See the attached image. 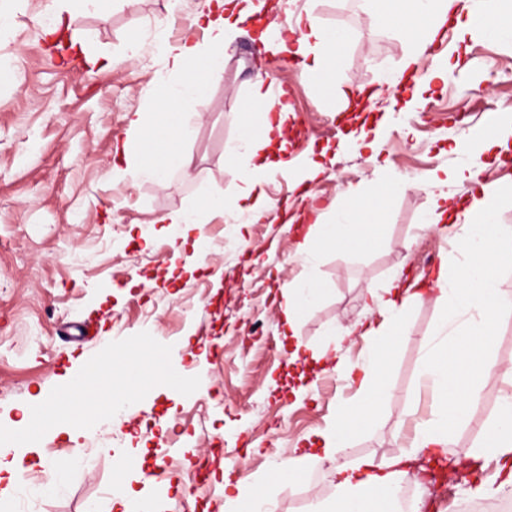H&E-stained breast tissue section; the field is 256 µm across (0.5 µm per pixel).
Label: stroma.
I'll return each instance as SVG.
<instances>
[{
  "mask_svg": "<svg viewBox=\"0 0 512 512\" xmlns=\"http://www.w3.org/2000/svg\"><path fill=\"white\" fill-rule=\"evenodd\" d=\"M52 0H0L13 14L0 30V461L23 455L20 471L0 472V512H107L118 461L146 451L144 475L128 474L134 490L158 496L157 512H224L222 464L265 476L277 457L297 447L312 450L339 403L358 399L356 385L324 363L292 362L296 343L315 353L339 327L381 323L363 298L397 273L426 287L455 250L443 235L421 229L432 195L464 202L474 184L430 182L456 168L457 140L485 126L493 114L512 112V45L477 38L443 41L421 57L450 56L447 81H433L422 105L409 112L412 88L390 96L384 75L408 50L399 31L380 25L364 0H296L326 29L342 34L335 81L293 65L286 52L254 54L252 46L272 15L247 22L224 52V66L207 77V91L185 110L194 138L171 145L190 155L189 172L173 171L159 186L133 172L112 176L106 166L127 134L128 113L153 108L165 77L161 41L203 40L193 19L206 0H118L112 11L64 16L56 37L41 33ZM90 34L91 52L72 38ZM140 52L127 59L126 46ZM111 61L109 72L89 76L92 54ZM287 84L294 95L284 148L266 150L285 161L265 185L276 206L253 224L245 210L212 216L188 232L170 261V227L159 215L204 203L213 192L236 200L241 169L226 159L248 122L244 110L257 71ZM376 92L356 112L336 102L358 87ZM378 133L376 149L348 144L350 132ZM321 171L308 187L295 178ZM409 186L383 202L376 245L366 251L298 252L310 224L343 204L349 193L370 196L391 175ZM206 239L208 250L194 243ZM307 276L322 290L305 309L296 337L282 322L283 284ZM439 312L433 297L410 311L396 346L378 414L354 437L349 457L376 460L408 452L414 417H429L435 403L421 385L425 347ZM153 337L160 359L149 396L117 415H103L88 432L51 430L18 451L5 436L18 431L22 410L64 397L111 352H126ZM491 359L496 372L466 410L447 456L466 462L504 396L512 395V311L494 322ZM189 377L190 393L170 378ZM68 468H60V461ZM176 472L165 490L145 481L158 467ZM329 462L284 480L278 512H309L331 493Z\"/></svg>",
  "mask_w": 512,
  "mask_h": 512,
  "instance_id": "35a3bbf8",
  "label": "stroma"
}]
</instances>
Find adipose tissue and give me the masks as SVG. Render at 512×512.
Returning <instances> with one entry per match:
<instances>
[{
	"instance_id": "ef3b65f1",
	"label": "adipose tissue",
	"mask_w": 512,
	"mask_h": 512,
	"mask_svg": "<svg viewBox=\"0 0 512 512\" xmlns=\"http://www.w3.org/2000/svg\"><path fill=\"white\" fill-rule=\"evenodd\" d=\"M215 6L199 14L194 23L205 34L204 42L186 38L176 44H162L161 49L168 81L154 91L157 107L166 109L164 123H157L149 113L136 111L128 117L127 137L122 145L121 160L113 161L112 175H120L126 164H134L139 176L156 183H165L173 170L188 171L186 156L168 152L142 160L143 143L158 138L182 143L193 134L191 125L181 118L184 105L202 95L204 81L196 78L198 66L214 73L223 65L224 46L258 7L254 0H214ZM370 13L387 27L403 31L409 48L396 74L386 80L388 89H396L405 78L416 77L413 101L435 80H447L454 66L447 55L435 56L426 75H417L421 54L433 44L446 23H454L461 34L485 40L512 43V0H475L462 6L461 0H366ZM292 40L281 36L277 24H268L261 36L265 48L291 51L307 59L309 70L321 77H330L336 67L338 36L322 27L312 15H298L291 29ZM287 112L278 118L261 114L255 130L244 138L242 149L231 150L229 162L247 158L243 169L241 196L249 200L252 222L268 217L274 206L261 189L274 165L259 160L258 155L281 136ZM512 196L511 183L481 186L463 209H455L446 194L432 196L422 222L427 229H438L446 219L461 214L465 219L457 249L460 261L453 269H440L436 286V304L440 309L439 324L431 341L422 370L423 381L436 394L431 416L416 422L411 446L416 451L437 453L446 449L467 404L474 401L483 380L494 369L487 358L492 339L491 325L499 312L512 309V298H505L498 286V272L512 263V231L504 232L492 218L498 203ZM227 201L223 195L210 194L204 205L191 206L159 216L162 224L171 225L170 245H177L187 227L203 223L210 213L223 212ZM379 211L377 197L350 196L336 211L329 224H316L300 246L309 257L333 249L367 250L377 242V223L372 220ZM423 298L421 292L403 285L401 277H393L384 292L368 289L364 297L366 311L380 310L387 315L385 324L367 328L374 344L354 363H342L337 355L351 328L337 331L331 348L321 356L335 360V371L342 378L356 383L358 404H342L336 411L335 423L321 435V453L289 449L280 462L273 479L258 486L250 478L225 482L226 512H267L277 479L302 473L307 463L323 456L333 465V493L328 501L316 505L313 512H398V495L402 486L414 475L411 455H400L382 462L370 457L348 459L346 451L363 414L373 411L387 388L388 362L392 350L406 333L409 311ZM470 459H487L498 463L499 479L484 481L478 494L493 496L512 488V395L503 399L479 444L472 448Z\"/></svg>"
}]
</instances>
